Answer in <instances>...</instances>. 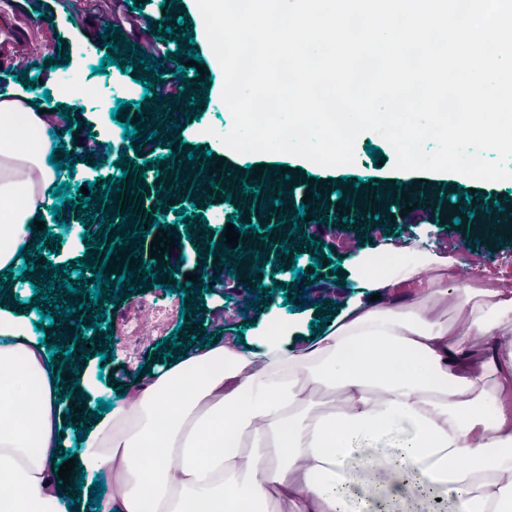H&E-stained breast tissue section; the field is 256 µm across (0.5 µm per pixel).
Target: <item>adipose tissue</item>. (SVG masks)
Instances as JSON below:
<instances>
[{
    "instance_id": "ef3b65f1",
    "label": "adipose tissue",
    "mask_w": 512,
    "mask_h": 512,
    "mask_svg": "<svg viewBox=\"0 0 512 512\" xmlns=\"http://www.w3.org/2000/svg\"><path fill=\"white\" fill-rule=\"evenodd\" d=\"M47 131L26 101H0V272L39 237L58 144ZM349 260L371 298L322 335L298 347L274 320L246 349L192 345L97 420L88 399L75 414L58 401L28 317L0 305V512H68L62 447L86 483L110 484L80 512H347L349 487L385 473L394 498L416 479L451 512H512V287L459 281L451 257L381 272L364 250ZM355 448L378 463L348 466Z\"/></svg>"
}]
</instances>
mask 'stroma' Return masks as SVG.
<instances>
[{
	"label": "stroma",
	"mask_w": 512,
	"mask_h": 512,
	"mask_svg": "<svg viewBox=\"0 0 512 512\" xmlns=\"http://www.w3.org/2000/svg\"><path fill=\"white\" fill-rule=\"evenodd\" d=\"M161 0H151L147 12L154 18L170 14L173 20L183 21L192 30L195 44L204 60L203 67L212 75L208 84V103L202 104L199 118L189 120L184 125L183 139L185 151L193 147L206 146L214 158L223 160L226 170L247 174L249 167L264 164L260 154H238L228 149L221 141L222 133L232 127V116L222 99L224 77L221 67L209 45L203 17L196 0H180L169 10H162ZM35 24L40 39L45 43V56L39 57L38 67L29 68V76L37 77L38 85L27 89L24 83L15 81L16 60L26 58L27 51L20 36L21 29ZM106 19L94 7L93 0H11L7 10H0V87L6 93L25 95L31 99L51 94L52 100L46 108L50 115L51 128H70L71 138H94L97 143L107 145L104 154H89L83 167L75 174L67 170L56 173L57 182L71 181L72 185L85 186L98 177L115 174L114 166L124 146L122 139L123 122L111 117L117 100L129 101V114H136L135 103L141 100L144 89L136 81L135 68L120 72L117 66H109L106 74H93V67L99 66L107 52L102 32ZM70 52L68 65L48 68V59L58 56L59 49ZM73 107L75 125H66L60 120L54 108L56 104ZM376 146L375 156H368L366 146ZM278 169H289L291 190L287 201L301 204L309 187L310 179L334 180L338 189H346L348 183L357 180L372 181L374 175H387L393 180L413 183L419 180L423 189L434 199H441L443 207H455L464 191L474 190L477 200H487L489 196H501L507 207L502 211L503 223L512 225V179L501 182L477 181L468 177L441 173L427 180H420L418 173L401 171L395 167V154L391 146L378 134L366 132L355 143L353 164L326 168L308 160L282 154L276 160ZM433 203L424 204L420 210L411 211L406 216L392 218L390 212L379 214L377 230L368 237L353 235L338 238L329 254L332 261L338 262L337 273L328 274L324 281L334 291L338 302L358 298L362 290L356 274L347 262L350 251L358 246H366L374 255L386 253L388 246H396L411 257L423 253H434L443 257L461 260L460 280H467L472 272H480L486 277H503L512 283V236L499 239L475 240L471 231L457 226H445L434 219ZM274 304L268 309L245 311L242 297L225 296L223 288L215 287L204 295L207 322L212 329L222 330L224 337L244 336L245 340H255L267 321L280 319L293 325L300 335H308L309 323L321 319L323 310L313 307L302 310L284 304L281 293H274ZM170 329L148 334L144 339L131 341L114 337V357L104 361L91 356L92 368L102 369L103 379L95 380V398L109 399L113 387L131 381L137 374L139 365L154 364L159 360L155 350L157 342L170 336Z\"/></svg>",
	"instance_id": "1"
}]
</instances>
